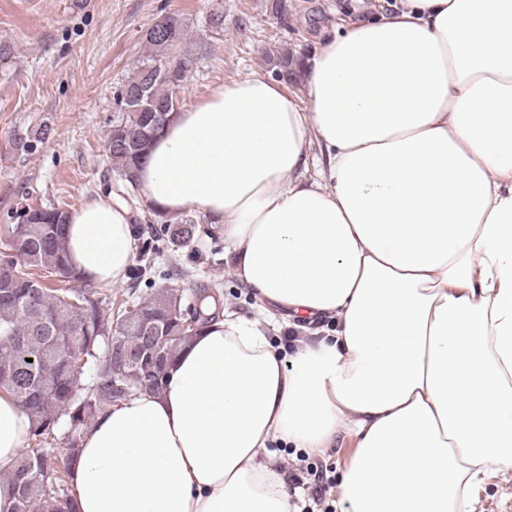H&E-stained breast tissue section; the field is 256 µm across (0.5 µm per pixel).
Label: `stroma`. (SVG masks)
I'll list each match as a JSON object with an SVG mask.
<instances>
[{"label":"stroma","mask_w":512,"mask_h":512,"mask_svg":"<svg viewBox=\"0 0 512 512\" xmlns=\"http://www.w3.org/2000/svg\"><path fill=\"white\" fill-rule=\"evenodd\" d=\"M394 0H287L285 16L273 15L270 0H0V232L19 221L23 206L75 208L96 196L109 197L118 176L105 150L112 124L113 93L145 53L144 35L164 16L182 18L202 54L181 93L182 106L248 75L271 74L282 50L311 51L337 16L362 17ZM222 13V30L210 18ZM133 255H151L155 271L104 286L113 309L159 288L219 284L230 311L254 319L252 293L224 260V235L204 217L179 251H171L164 222L133 207ZM286 473L326 466L340 470L344 451L323 456L274 443ZM475 512H512V474L490 475Z\"/></svg>","instance_id":"obj_1"}]
</instances>
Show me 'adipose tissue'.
<instances>
[{"label":"adipose tissue","mask_w":512,"mask_h":512,"mask_svg":"<svg viewBox=\"0 0 512 512\" xmlns=\"http://www.w3.org/2000/svg\"><path fill=\"white\" fill-rule=\"evenodd\" d=\"M295 68L299 95L253 74L173 114L138 168L141 204L220 221L258 317L224 312L84 431L77 512H298L276 441L354 443L340 512H474L512 467V0H397ZM131 221L69 210L70 264L122 282ZM29 431L1 395L0 472Z\"/></svg>","instance_id":"1"}]
</instances>
